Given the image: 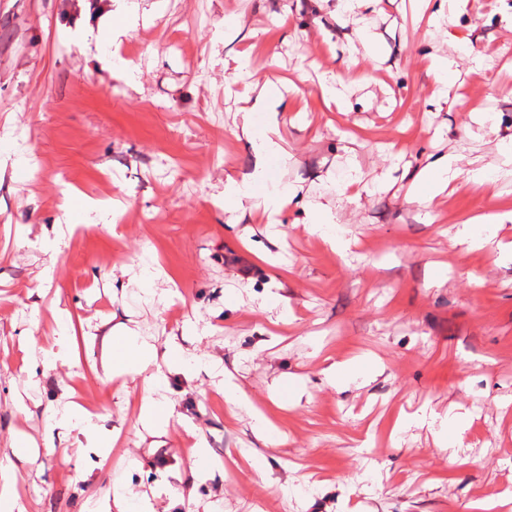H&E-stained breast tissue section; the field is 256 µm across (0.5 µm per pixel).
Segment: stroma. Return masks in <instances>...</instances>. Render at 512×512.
<instances>
[{
	"mask_svg": "<svg viewBox=\"0 0 512 512\" xmlns=\"http://www.w3.org/2000/svg\"><path fill=\"white\" fill-rule=\"evenodd\" d=\"M122 0H0V457L18 433L32 440L16 484L27 512H90L113 486L152 498L156 512L188 499L218 512H470L510 499L512 512V263L499 245L512 223L485 224L484 247L450 248L455 224L500 205L512 184L464 185L435 209L410 203L405 170L454 153L496 172L512 135V0H379L359 26L339 28L336 0H124L151 15L86 51ZM241 32L225 42L227 22ZM378 58H357L359 32ZM450 61L436 86L430 55ZM288 87L279 134L257 193L285 184L296 197L280 226L224 211V178L251 172L236 139L246 91L236 74ZM347 70L323 98L328 68ZM487 116L485 129L469 112ZM360 197L335 212L353 242L339 257L308 234L313 197L352 177ZM78 189L126 206L113 230L51 244L59 204ZM155 260L166 306L131 284ZM71 317L79 348L114 322L176 340L204 370H166L177 416L156 436L139 419L141 390L103 381L88 358L58 347L51 309ZM370 353L377 374L329 386L327 358ZM222 366L288 435L266 447L246 414L230 416L207 373ZM75 397L122 429L105 465L49 414ZM26 412L18 414L16 401ZM427 427L391 438L396 416ZM463 420L464 458L449 465L434 431ZM205 475L188 469L194 441Z\"/></svg>",
	"mask_w": 512,
	"mask_h": 512,
	"instance_id": "1",
	"label": "stroma"
}]
</instances>
